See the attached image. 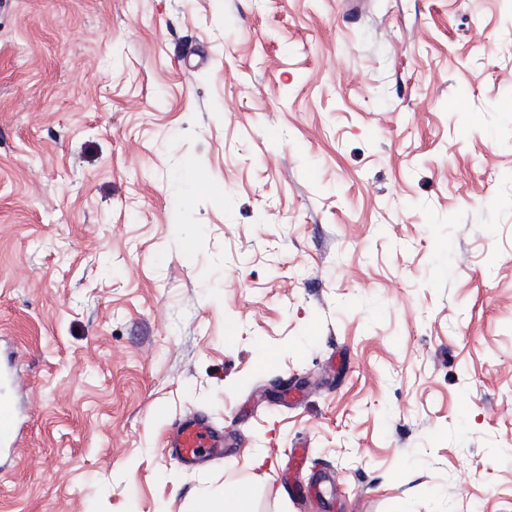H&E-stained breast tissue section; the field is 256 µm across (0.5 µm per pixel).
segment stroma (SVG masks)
Masks as SVG:
<instances>
[{"mask_svg": "<svg viewBox=\"0 0 512 512\" xmlns=\"http://www.w3.org/2000/svg\"><path fill=\"white\" fill-rule=\"evenodd\" d=\"M0 350V512H512V0H10ZM13 384L11 372L0 368V452L19 448L21 442V421ZM165 445L166 448H172V453L184 462L220 454L219 436L211 430L204 418L197 416L182 420L166 439ZM225 512H253L248 493L241 487L229 486L224 491Z\"/></svg>", "mask_w": 512, "mask_h": 512, "instance_id": "obj_1", "label": "stroma"}]
</instances>
